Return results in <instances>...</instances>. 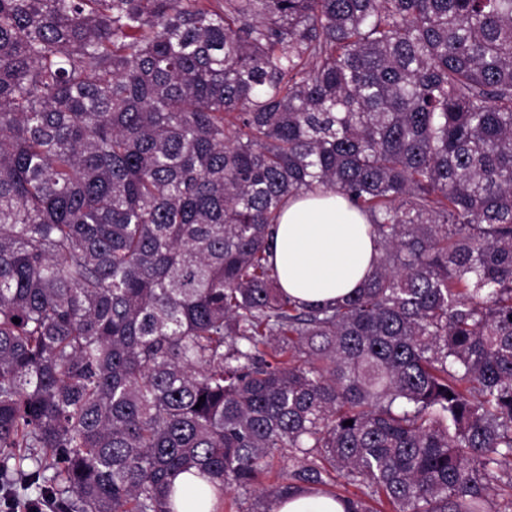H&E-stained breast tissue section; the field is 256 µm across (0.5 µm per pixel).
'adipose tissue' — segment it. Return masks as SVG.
<instances>
[{
  "instance_id": "obj_1",
  "label": "adipose tissue",
  "mask_w": 512,
  "mask_h": 512,
  "mask_svg": "<svg viewBox=\"0 0 512 512\" xmlns=\"http://www.w3.org/2000/svg\"><path fill=\"white\" fill-rule=\"evenodd\" d=\"M272 255L284 291L316 305L362 288L376 252L366 216L336 192L321 188L284 205Z\"/></svg>"
}]
</instances>
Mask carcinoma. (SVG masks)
<instances>
[{"mask_svg": "<svg viewBox=\"0 0 512 512\" xmlns=\"http://www.w3.org/2000/svg\"><path fill=\"white\" fill-rule=\"evenodd\" d=\"M317 186L378 256L313 307L268 241ZM13 471L60 512H512V0H0ZM274 512H345V505L330 497L294 492L279 499Z\"/></svg>", "mask_w": 512, "mask_h": 512, "instance_id": "1", "label": "carcinoma"}]
</instances>
